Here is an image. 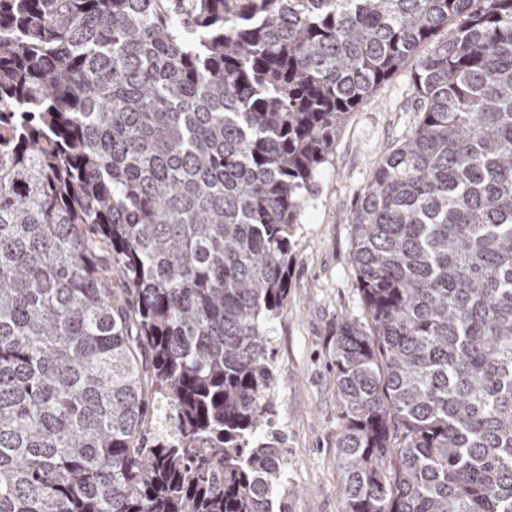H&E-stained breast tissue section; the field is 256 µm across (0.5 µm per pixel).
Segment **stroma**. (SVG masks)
<instances>
[{
  "label": "stroma",
  "mask_w": 512,
  "mask_h": 512,
  "mask_svg": "<svg viewBox=\"0 0 512 512\" xmlns=\"http://www.w3.org/2000/svg\"><path fill=\"white\" fill-rule=\"evenodd\" d=\"M412 71L409 65L396 71L340 129L332 154L318 169V192L296 226L288 300L267 327L272 421L285 442L288 512H343L336 326L345 318H365L351 217L378 162L415 125Z\"/></svg>",
  "instance_id": "stroma-1"
}]
</instances>
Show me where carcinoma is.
Segmentation results:
<instances>
[{"label":"carcinoma","instance_id":"1","mask_svg":"<svg viewBox=\"0 0 512 512\" xmlns=\"http://www.w3.org/2000/svg\"><path fill=\"white\" fill-rule=\"evenodd\" d=\"M412 61L351 218L344 512H512V0H0V512H288L266 324Z\"/></svg>","mask_w":512,"mask_h":512}]
</instances>
